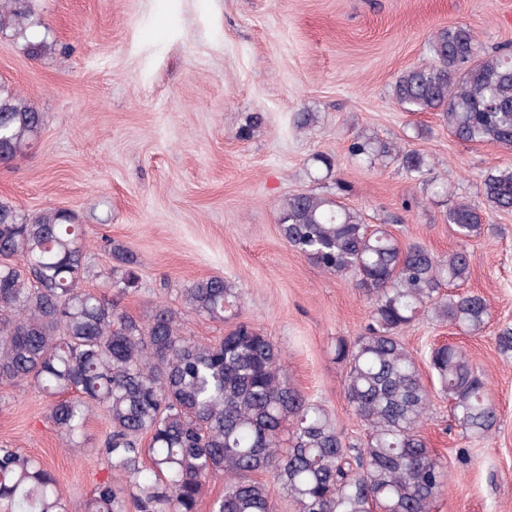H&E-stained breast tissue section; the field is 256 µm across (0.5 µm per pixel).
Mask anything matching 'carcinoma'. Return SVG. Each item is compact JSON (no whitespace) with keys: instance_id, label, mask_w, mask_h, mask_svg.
Listing matches in <instances>:
<instances>
[{"instance_id":"1","label":"carcinoma","mask_w":512,"mask_h":512,"mask_svg":"<svg viewBox=\"0 0 512 512\" xmlns=\"http://www.w3.org/2000/svg\"><path fill=\"white\" fill-rule=\"evenodd\" d=\"M34 0H0V34L39 60L55 51L41 31ZM431 60L404 71L393 99L406 112H437L466 143L512 150V52L481 48L471 29L442 28L429 40ZM44 115L20 91L0 82V162L24 154ZM353 156L372 165L396 159L408 174L431 171L423 153L377 137H360ZM483 197L493 211H512V165L490 170ZM282 239L322 270L348 275L372 301L365 333L339 341L344 393L367 426L359 447L335 420L288 382L281 348L242 321L213 343L183 331L187 316L213 322L239 314L242 293L222 277L183 290L184 309L156 304L141 317L111 293L139 288L137 258L108 244L105 290L82 225L62 209L27 213L0 201V384H30L56 398L50 418L68 448H84V427L101 409L106 475L75 503L46 465L0 448V512H200L202 489L224 479L210 512H275L274 495L297 512H432L447 467L421 433L430 393L399 332L422 313L470 334L481 333L489 305L473 292L444 294L470 275V255L439 257L419 243L403 245L385 225L363 222L335 198L293 194L278 207ZM482 211L467 201L446 222L462 237L481 230ZM430 366L451 412L471 439L488 437L498 415L482 376L458 347L442 344ZM271 473L272 481L257 478Z\"/></svg>"}]
</instances>
